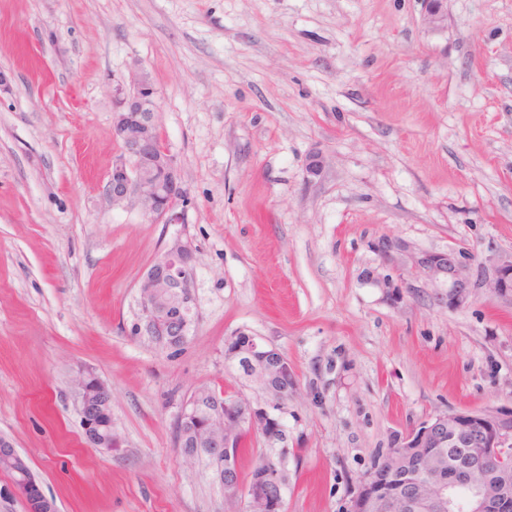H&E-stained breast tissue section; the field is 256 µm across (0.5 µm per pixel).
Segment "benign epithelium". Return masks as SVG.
<instances>
[{"instance_id":"7a95c632","label":"benign epithelium","mask_w":512,"mask_h":512,"mask_svg":"<svg viewBox=\"0 0 512 512\" xmlns=\"http://www.w3.org/2000/svg\"><path fill=\"white\" fill-rule=\"evenodd\" d=\"M424 20L434 29L448 21L447 0H422ZM156 89L142 79L134 95L113 85L112 128L121 155L112 166L106 194L112 204L134 198L151 223L184 224L189 198L173 156L163 146L151 107ZM196 250L178 236L147 267L139 283L140 313L132 326L136 336L165 348H176L188 335L185 314L198 308L190 279ZM413 270L448 285V307L466 306L484 290L512 298V255L482 257L466 246L446 254L424 253ZM224 359L241 362L247 377L266 393L265 404L243 405L240 415L251 432L273 445L283 425L277 411L297 389L288 359L244 331L225 343ZM77 411L87 441L106 453L122 447L112 427V397L107 384L89 369L72 380ZM178 456L184 461L222 460L219 482L231 479L240 447V420L224 418V393L210 386L195 389L183 402L178 419ZM413 462L416 474L401 482H384L372 469L360 483L350 512H512V409L452 412L436 416L394 444ZM0 464L15 473L7 491L23 495L27 512H54L12 440L0 436ZM285 478L280 463L266 459L260 485L244 490L246 512H280Z\"/></svg>"}]
</instances>
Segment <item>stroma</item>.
Masks as SVG:
<instances>
[{"mask_svg":"<svg viewBox=\"0 0 512 512\" xmlns=\"http://www.w3.org/2000/svg\"><path fill=\"white\" fill-rule=\"evenodd\" d=\"M0 435L58 512H227L177 457L201 385L264 401L224 361L237 331L292 365L283 512H349L399 436L512 408V301L454 310L412 256L512 253V0H0ZM157 90L191 204L152 224L104 186L111 82ZM323 158L307 179L309 155ZM197 251L200 320L164 349L133 335L138 285L174 237ZM401 242L383 258L381 239ZM405 277L388 293L378 276ZM112 392L113 454L84 439L71 380ZM424 3V20L434 29L443 28L448 21L447 0H420Z\"/></svg>","mask_w":512,"mask_h":512,"instance_id":"35a3bbf8","label":"stroma"}]
</instances>
